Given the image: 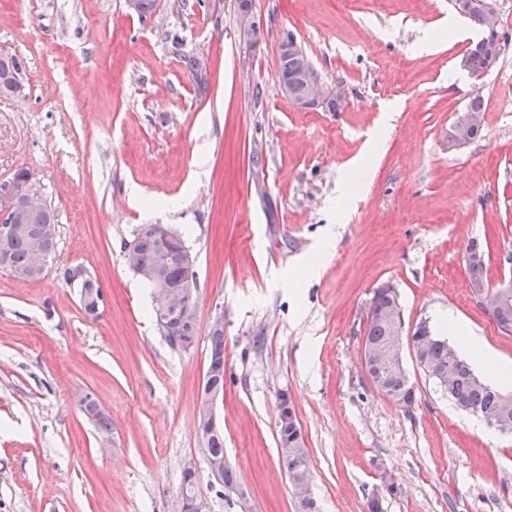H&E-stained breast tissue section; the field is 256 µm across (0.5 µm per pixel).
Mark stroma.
Listing matches in <instances>:
<instances>
[{"instance_id": "1", "label": "stroma", "mask_w": 512, "mask_h": 512, "mask_svg": "<svg viewBox=\"0 0 512 512\" xmlns=\"http://www.w3.org/2000/svg\"><path fill=\"white\" fill-rule=\"evenodd\" d=\"M236 8L157 0L139 18L124 0H0V46L30 88L21 107L0 97V180L30 169L58 214L45 276L0 273V512H181L190 463L211 512H296L278 451L283 391L320 512H368L374 496L381 512H512V433L473 429L414 359L409 407L361 363L371 300L390 286L406 328L426 319L444 336L456 318L512 364V334L472 294L466 253L483 245L488 287L512 280V0H499L504 54L478 77L458 66L471 42L449 31L448 0H258L257 51ZM288 31L344 91V111L303 112L281 92ZM195 57L203 68L188 67ZM477 94L480 137L446 150ZM358 157L369 180L351 173ZM142 224L173 225L194 257L192 347L161 334L124 261ZM76 267L103 289L98 318L63 278ZM218 315L217 414L243 498L210 476L195 427ZM88 393L110 432L80 411Z\"/></svg>"}]
</instances>
